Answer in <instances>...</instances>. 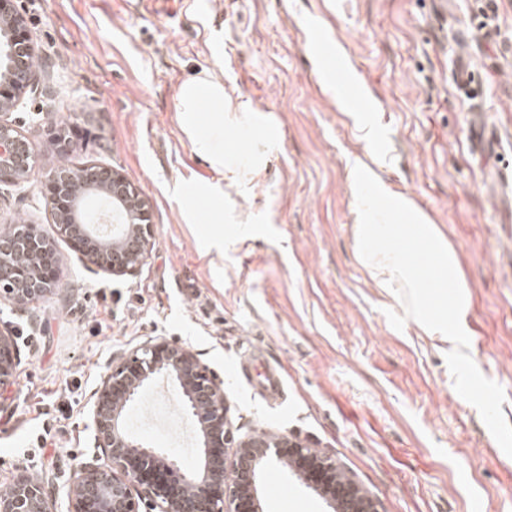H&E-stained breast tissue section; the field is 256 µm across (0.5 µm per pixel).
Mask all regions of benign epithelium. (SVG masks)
<instances>
[{
    "mask_svg": "<svg viewBox=\"0 0 512 512\" xmlns=\"http://www.w3.org/2000/svg\"><path fill=\"white\" fill-rule=\"evenodd\" d=\"M23 16L15 0H0V184L31 183L21 162V133L12 119L25 96L39 92L34 43L20 34ZM44 207L58 235L99 271L134 276L152 245L149 203L118 171L100 165L47 177ZM28 247L27 262L13 263L14 245ZM60 257L37 224H24L0 243V297L26 309L57 291ZM18 365L13 339L0 333V385ZM174 383L192 418L201 452L198 464L178 462L138 442L126 425L128 410L160 381ZM89 420L97 452L74 467L67 512H259V477L268 466L311 460L334 476L332 492L313 489L332 512H377L356 482L337 472L331 458L297 438L275 432L240 434L224 385L199 354L165 336H149L112 356L91 397ZM0 512H51L44 485L25 475L0 494Z\"/></svg>",
    "mask_w": 512,
    "mask_h": 512,
    "instance_id": "benign-epithelium-1",
    "label": "benign epithelium"
}]
</instances>
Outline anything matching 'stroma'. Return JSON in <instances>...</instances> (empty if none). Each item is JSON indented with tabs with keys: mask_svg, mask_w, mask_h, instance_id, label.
Wrapping results in <instances>:
<instances>
[{
	"mask_svg": "<svg viewBox=\"0 0 512 512\" xmlns=\"http://www.w3.org/2000/svg\"><path fill=\"white\" fill-rule=\"evenodd\" d=\"M37 48L42 96L14 116L34 148L32 186L0 185V232L39 224L61 258L58 291L26 310L0 299L19 363L0 390V492L44 481L66 512L71 457L92 455L86 404L110 356L162 335L223 381L241 432L271 429L331 457L378 512H512V223L496 169L512 164V0H17ZM324 39L366 95L378 135L362 139L313 51ZM482 81L454 84L456 64ZM211 69L248 112L224 129V165L195 151L180 85ZM495 144L475 152V119ZM65 126L66 152L53 141ZM438 224L471 294L469 360L449 366L356 262L348 164ZM111 167L150 203L140 272L97 271L57 234L41 189L61 166ZM241 176L225 180V169ZM263 353L286 382L266 398L245 373ZM149 390L130 433L198 460L191 419L153 427ZM265 512H330L298 474L264 471Z\"/></svg>",
	"mask_w": 512,
	"mask_h": 512,
	"instance_id": "stroma-1",
	"label": "stroma"
}]
</instances>
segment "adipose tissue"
I'll return each mask as SVG.
<instances>
[{
    "label": "adipose tissue",
    "mask_w": 512,
    "mask_h": 512,
    "mask_svg": "<svg viewBox=\"0 0 512 512\" xmlns=\"http://www.w3.org/2000/svg\"><path fill=\"white\" fill-rule=\"evenodd\" d=\"M216 115L246 112L250 105L233 102L221 79L201 72L179 88L177 110L185 132L212 165L223 166L220 132H197L198 112ZM352 181L357 188L351 226L358 263L376 288L398 301L423 335L441 343L449 358L461 363L470 348L467 314L469 292L459 258L443 231L405 195L375 176L362 159H354ZM429 259L436 274L429 280L415 270L419 257Z\"/></svg>",
    "instance_id": "obj_1"
}]
</instances>
